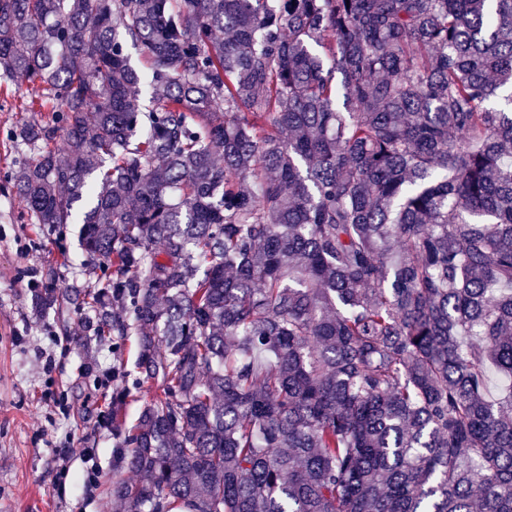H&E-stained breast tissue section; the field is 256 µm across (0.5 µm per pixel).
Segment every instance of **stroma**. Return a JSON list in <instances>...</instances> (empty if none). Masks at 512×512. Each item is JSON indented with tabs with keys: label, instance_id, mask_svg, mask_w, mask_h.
<instances>
[{
	"label": "stroma",
	"instance_id": "1",
	"mask_svg": "<svg viewBox=\"0 0 512 512\" xmlns=\"http://www.w3.org/2000/svg\"><path fill=\"white\" fill-rule=\"evenodd\" d=\"M36 95L20 77L0 95V173L21 170L25 154L5 135L28 120L21 105ZM81 237L78 224L28 223L18 198L0 194V512H117L112 417L132 425L155 390L139 380L136 337L96 330L91 296L105 281ZM52 281L63 299L37 308V289ZM121 384L130 395L116 411Z\"/></svg>",
	"mask_w": 512,
	"mask_h": 512
}]
</instances>
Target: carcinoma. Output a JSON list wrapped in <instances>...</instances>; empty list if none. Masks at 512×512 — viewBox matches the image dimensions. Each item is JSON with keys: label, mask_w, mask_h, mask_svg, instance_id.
Returning a JSON list of instances; mask_svg holds the SVG:
<instances>
[{"label": "carcinoma", "mask_w": 512, "mask_h": 512, "mask_svg": "<svg viewBox=\"0 0 512 512\" xmlns=\"http://www.w3.org/2000/svg\"><path fill=\"white\" fill-rule=\"evenodd\" d=\"M18 75L159 383L120 512H512V0H0Z\"/></svg>", "instance_id": "1"}]
</instances>
